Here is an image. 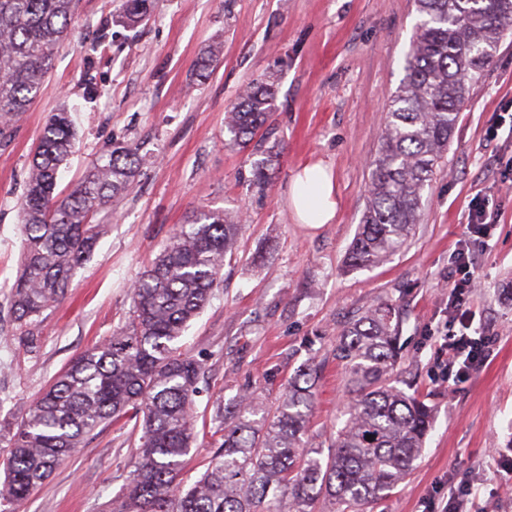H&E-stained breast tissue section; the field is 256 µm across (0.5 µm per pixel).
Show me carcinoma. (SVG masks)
Segmentation results:
<instances>
[{
    "instance_id": "1",
    "label": "carcinoma",
    "mask_w": 512,
    "mask_h": 512,
    "mask_svg": "<svg viewBox=\"0 0 512 512\" xmlns=\"http://www.w3.org/2000/svg\"><path fill=\"white\" fill-rule=\"evenodd\" d=\"M78 0H0V136L27 111L69 32ZM418 15L402 82L386 106L358 234L347 263L372 268L400 252L421 219L426 187L448 151L457 115L473 85L512 32V0H411ZM152 0H123V24L149 20ZM274 83L245 86L224 113L227 145L245 146L274 111ZM75 148L69 113L52 114L29 164L19 211L21 268L7 302L29 349L44 313L67 294L72 271L105 233L94 223L131 192L140 169L131 145L112 143L67 194L61 167ZM241 215L199 209L180 225L132 290L128 322L87 349L15 425L0 499L24 502L97 429L122 420L141 431L132 479L106 512H365L411 474L433 409L399 386L395 306L380 301L343 326L334 355L349 398L343 426L327 449L303 442L314 407L312 368L297 371L275 408L253 394L218 406L224 442L188 487L185 457L197 442L195 396L205 370L180 345L209 302ZM371 440H366V436Z\"/></svg>"
}]
</instances>
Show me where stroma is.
I'll return each mask as SVG.
<instances>
[{
    "label": "stroma",
    "mask_w": 512,
    "mask_h": 512,
    "mask_svg": "<svg viewBox=\"0 0 512 512\" xmlns=\"http://www.w3.org/2000/svg\"><path fill=\"white\" fill-rule=\"evenodd\" d=\"M149 22L119 23L121 0H79L41 91L0 139V460L10 423L75 355L124 325L130 290L197 209L241 211L237 249L184 349L205 376L195 398L203 430L186 458L194 481L217 452L216 405L251 391L274 405L303 366L317 370L312 444H327L346 400L332 355L340 328L370 304L401 310L399 376L435 407L425 451L411 475L372 512H441L471 489L468 512H512V35L458 114L424 196L408 246L385 263L346 264L365 206L383 109L403 77L417 15L410 0H154ZM220 46L207 77L194 63ZM275 81V109L244 148L224 144V111L255 79ZM70 112L76 149L59 180L67 192L92 160L121 141L142 158L135 188L96 218L106 225L65 300L38 327L36 351L17 336L7 287L22 253L19 202L29 160L52 113ZM270 159L271 178L253 182ZM323 161L335 176L334 223H298L292 179ZM488 201L495 228L468 237V204ZM467 248L477 288L472 308L493 336L487 362L450 386L436 367L433 335L448 320V271ZM140 433L97 429L21 506L0 512H104L133 471Z\"/></svg>",
    "instance_id": "1"
}]
</instances>
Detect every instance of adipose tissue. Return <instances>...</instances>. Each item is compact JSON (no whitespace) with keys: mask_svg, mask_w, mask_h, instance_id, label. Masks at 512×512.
Instances as JSON below:
<instances>
[{"mask_svg":"<svg viewBox=\"0 0 512 512\" xmlns=\"http://www.w3.org/2000/svg\"><path fill=\"white\" fill-rule=\"evenodd\" d=\"M290 203L299 223H333L338 202L332 170L319 162L305 165L293 180Z\"/></svg>","mask_w":512,"mask_h":512,"instance_id":"1","label":"adipose tissue"}]
</instances>
